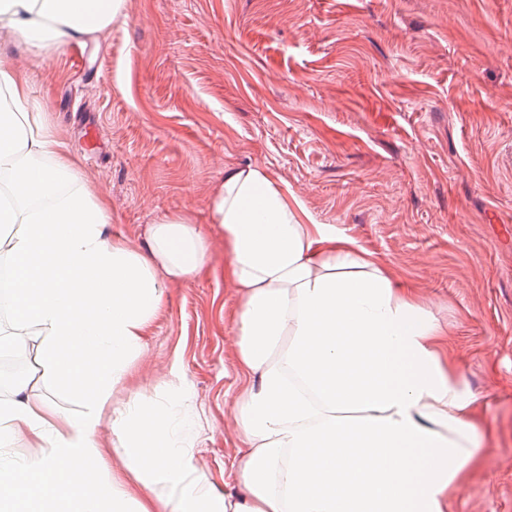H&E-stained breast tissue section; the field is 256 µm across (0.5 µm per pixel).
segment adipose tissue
<instances>
[{"label": "adipose tissue", "instance_id": "ef3b65f1", "mask_svg": "<svg viewBox=\"0 0 512 512\" xmlns=\"http://www.w3.org/2000/svg\"><path fill=\"white\" fill-rule=\"evenodd\" d=\"M123 10L124 0H0V31L43 56ZM46 111L0 54V306H18L14 342H38L44 376L79 405L68 415L36 396L1 400L0 438L35 449L0 450L1 477L38 483L44 512L63 495L81 512H448L477 458V425L445 331L354 240L303 223L302 203L262 166L225 171L209 200L240 294L238 494H211L182 446V385L168 384L161 413L116 402L165 284L195 278L212 241L185 214L150 224L147 250L113 239L106 198ZM106 419L108 449L97 436Z\"/></svg>", "mask_w": 512, "mask_h": 512}]
</instances>
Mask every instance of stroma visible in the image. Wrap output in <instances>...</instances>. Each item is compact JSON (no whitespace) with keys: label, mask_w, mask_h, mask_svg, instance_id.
I'll return each instance as SVG.
<instances>
[{"label":"stroma","mask_w":512,"mask_h":512,"mask_svg":"<svg viewBox=\"0 0 512 512\" xmlns=\"http://www.w3.org/2000/svg\"><path fill=\"white\" fill-rule=\"evenodd\" d=\"M0 52L107 198L113 237L142 250L157 217L186 213L213 240L196 279L166 283L116 399L164 410L181 376L214 494L238 491L239 293L208 203L252 164L447 327L482 439L449 512H512V0H125L48 61L2 37ZM25 352L29 389L77 411Z\"/></svg>","instance_id":"1"}]
</instances>
